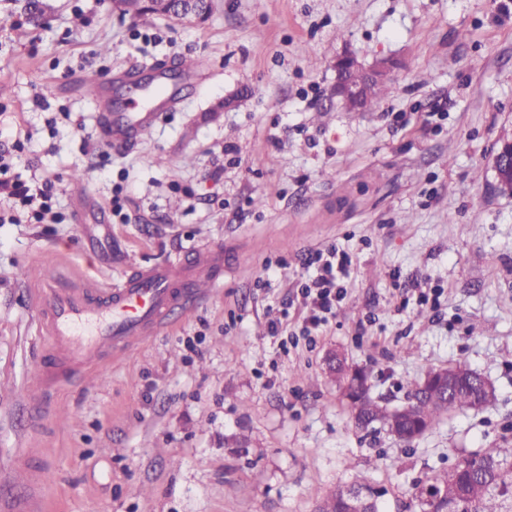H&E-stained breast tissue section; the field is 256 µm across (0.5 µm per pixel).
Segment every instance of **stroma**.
I'll list each match as a JSON object with an SVG mask.
<instances>
[{
	"instance_id": "stroma-1",
	"label": "stroma",
	"mask_w": 512,
	"mask_h": 512,
	"mask_svg": "<svg viewBox=\"0 0 512 512\" xmlns=\"http://www.w3.org/2000/svg\"><path fill=\"white\" fill-rule=\"evenodd\" d=\"M401 62L365 112L332 96L343 51ZM206 62L134 147L89 157L96 99L84 76L147 62ZM26 136L17 170L48 177L61 224H0V505L42 449L48 512H315L369 476L384 512H411L413 483L481 448H512V0H216L203 23L133 18L112 0H0V143ZM240 165L210 172L225 147ZM90 197L77 221L73 173ZM123 185L122 217L112 191ZM224 250L212 296L91 379L61 387L41 430L43 339L33 290L52 275L101 284L130 268ZM352 259L347 295L314 342L282 350L299 322L302 261ZM412 281L437 309L402 305ZM372 371V394L404 403L430 369L465 365L496 399L406 444L357 430L329 353ZM494 168L499 185L512 184V142L503 143L494 158Z\"/></svg>"
}]
</instances>
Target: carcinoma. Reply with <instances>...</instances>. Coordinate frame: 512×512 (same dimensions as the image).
<instances>
[{"label": "carcinoma", "instance_id": "carcinoma-1", "mask_svg": "<svg viewBox=\"0 0 512 512\" xmlns=\"http://www.w3.org/2000/svg\"><path fill=\"white\" fill-rule=\"evenodd\" d=\"M391 84H372L362 105L351 103L350 109H369L391 93ZM330 372L343 382L355 424L367 429L375 424H389L393 410L375 401L368 393L371 371L352 369L343 360H336ZM471 382L460 386L448 397L422 398L425 391L435 390V384L426 380L410 384L409 394L416 397L411 411L406 415V442L434 430L444 417L473 408L475 383L482 376L464 369ZM512 486V451L502 448H483L462 458L453 468L436 472L413 484L412 500L419 512H445L448 502L457 504L458 512H512V499L504 489Z\"/></svg>", "mask_w": 512, "mask_h": 512}]
</instances>
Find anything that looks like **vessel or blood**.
<instances>
[{"label":"vessel or blood","instance_id":"vessel-or-blood-1","mask_svg":"<svg viewBox=\"0 0 512 512\" xmlns=\"http://www.w3.org/2000/svg\"><path fill=\"white\" fill-rule=\"evenodd\" d=\"M159 91L131 101L127 111L106 112L100 124L114 147L128 145L135 133L148 131L169 106ZM224 271V250L195 246L187 256L148 267H136L114 284L85 280L72 286L59 277L43 281L35 300L37 321L46 341L39 367L45 396L29 403L34 424L46 415V395L61 383L84 379L108 356L124 353L141 337L172 324V309L187 313L207 298Z\"/></svg>","mask_w":512,"mask_h":512}]
</instances>
